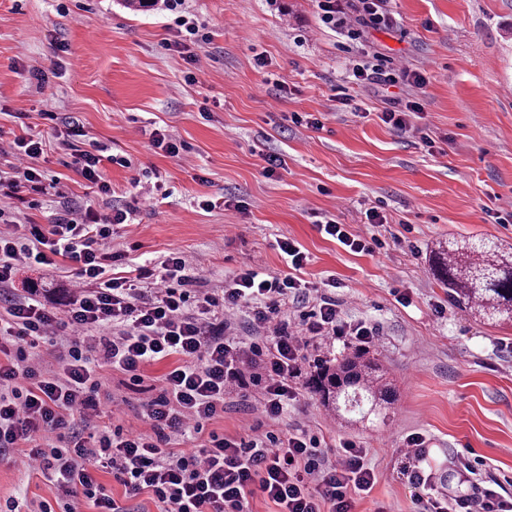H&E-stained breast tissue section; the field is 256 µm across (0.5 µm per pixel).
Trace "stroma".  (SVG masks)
Segmentation results:
<instances>
[{
    "label": "stroma",
    "instance_id": "35a3bbf8",
    "mask_svg": "<svg viewBox=\"0 0 512 512\" xmlns=\"http://www.w3.org/2000/svg\"><path fill=\"white\" fill-rule=\"evenodd\" d=\"M398 25L365 42L425 74L409 89L423 105L418 124L435 142L400 132L377 117L388 100L378 86L349 83L352 55L326 28L316 0H186L208 39L196 83L182 54L169 48L176 25L161 0L145 11L120 0H0V170H9L15 138L46 143L35 166L46 173L32 204L0 218V233L49 224L69 208L101 212L131 206V223L112 227V249L136 264L181 251L206 289H223L237 272L283 276L278 244L298 242L308 256L301 276L336 297L348 321L378 325L369 351L396 391L385 422L336 419L306 381L313 363L350 352L345 339H315L304 349L299 395L276 419L258 408L263 369L224 396V412L205 429L254 441L303 430L318 436L328 462L344 441L368 449L377 476L356 512H425L429 497L448 502L489 488L512 501V327L480 322L459 310L432 271L434 252L451 239L485 237L512 244V221L491 210L512 204V0H391ZM42 72L54 94L55 120L41 115ZM353 96L341 105V95ZM362 106L367 117L354 114ZM293 112L321 118L322 128L288 122ZM88 141L127 159L104 163L108 198H92L56 132L69 120ZM184 145L177 156L155 149L153 132ZM422 132V133H423ZM283 168L264 173V157ZM214 201L211 209L203 200ZM241 201L243 210L225 207ZM383 205L388 221L365 224L361 210ZM333 219L364 238L355 254L321 234ZM13 297L36 294L64 312L78 290L67 265H19ZM167 365L145 367L142 383L108 372L120 410L112 425L148 432L144 406ZM425 439L432 488L411 483L404 455L412 434ZM23 512L56 504V488L31 472L23 456L0 459V504Z\"/></svg>",
    "mask_w": 512,
    "mask_h": 512
}]
</instances>
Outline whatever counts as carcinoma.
I'll return each mask as SVG.
<instances>
[{
    "instance_id": "cac0c4a2",
    "label": "carcinoma",
    "mask_w": 512,
    "mask_h": 512,
    "mask_svg": "<svg viewBox=\"0 0 512 512\" xmlns=\"http://www.w3.org/2000/svg\"><path fill=\"white\" fill-rule=\"evenodd\" d=\"M434 271L459 308L484 321L512 323V246L486 238L451 240L435 254ZM311 389L336 415L356 413L371 424L384 421L393 403L381 364L364 350L320 361Z\"/></svg>"
}]
</instances>
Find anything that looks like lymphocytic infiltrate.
Listing matches in <instances>:
<instances>
[{"instance_id":"1","label":"lymphocytic infiltrate","mask_w":512,"mask_h":512,"mask_svg":"<svg viewBox=\"0 0 512 512\" xmlns=\"http://www.w3.org/2000/svg\"><path fill=\"white\" fill-rule=\"evenodd\" d=\"M322 23L360 48L349 75L353 84L384 87L423 86L424 74L394 64L362 45L369 31L388 30L396 19L389 0H318ZM19 165L10 178L0 177V199L36 190L42 175L33 162L44 152L41 139L18 137ZM130 211L101 213L92 207L68 211L52 224L26 225L17 236L0 235V292L8 287L18 264L52 267L68 264L78 290L68 310L59 314L35 298L6 300L0 306V451L14 450L33 470L49 474L57 497H83L95 512H126L97 477L109 468L129 496L142 493L162 512H247L248 497L261 491L279 512H355V497L370 492L377 476L366 462L367 449L348 441L333 465L316 437L300 432L260 443L210 433L207 443L175 448L174 434L204 433L205 423L224 411V395L245 371L238 344L228 330L239 312H247L261 335L251 342L252 358L264 365L260 407L279 417L298 392L302 351L309 340L347 337L359 346L374 344L376 326L348 322L335 298L311 299L313 283L298 277L306 254L293 241L280 248L290 274L271 279L244 270L217 291H196L180 252L172 251L159 269H136V278L116 277L120 261L111 247L112 225L124 224ZM149 287H139V280ZM294 305L297 321L283 309ZM67 334L55 337L56 327ZM54 341L59 369L44 368L32 356L39 341ZM166 360L160 394L145 408L150 433L103 427L94 440L72 432L65 446L57 431L101 416L105 365L142 379L144 367Z\"/></svg>"}]
</instances>
